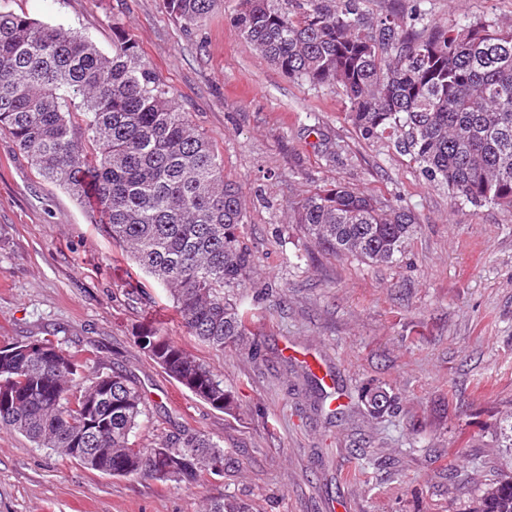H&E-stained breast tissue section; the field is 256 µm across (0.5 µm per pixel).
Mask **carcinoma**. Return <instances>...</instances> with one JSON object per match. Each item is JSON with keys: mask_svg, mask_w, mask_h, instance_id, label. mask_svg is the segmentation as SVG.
<instances>
[{"mask_svg": "<svg viewBox=\"0 0 512 512\" xmlns=\"http://www.w3.org/2000/svg\"><path fill=\"white\" fill-rule=\"evenodd\" d=\"M218 0H163L178 22L204 21ZM235 27L290 78L336 86L366 140L389 138L423 174L475 206L512 209V24L486 18L448 28L424 14L375 20L360 0H241ZM112 55L82 34L0 13V131L38 174L93 199L112 240L170 290L190 335L208 346L245 335L251 251L239 188L143 59L112 24ZM289 223L336 253L392 262L415 224L403 208L336 184L308 195ZM145 355L221 410L233 400L204 363L152 328L135 336ZM92 355L50 339L0 351V426L101 474H143L191 485L224 467V449L185 430L135 448L142 393L118 371L83 376ZM375 415L391 407L366 394ZM208 512H251L229 496ZM476 512H512V476L492 484Z\"/></svg>", "mask_w": 512, "mask_h": 512, "instance_id": "cac0c4a2", "label": "carcinoma"}]
</instances>
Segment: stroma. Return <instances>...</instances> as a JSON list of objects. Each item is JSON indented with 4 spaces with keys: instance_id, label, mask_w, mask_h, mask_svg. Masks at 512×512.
I'll use <instances>...</instances> for the list:
<instances>
[{
    "instance_id": "35a3bbf8",
    "label": "stroma",
    "mask_w": 512,
    "mask_h": 512,
    "mask_svg": "<svg viewBox=\"0 0 512 512\" xmlns=\"http://www.w3.org/2000/svg\"><path fill=\"white\" fill-rule=\"evenodd\" d=\"M240 0L184 29L163 0H0V12L80 32L104 54L112 25L139 43L224 176L246 201L253 263L241 303L251 332L217 350L189 335L169 291L112 241L90 202L38 176L0 132V343L50 338L126 372L146 402L133 441L186 429L232 467L177 486L112 477L0 427V512H475L512 473L497 445L512 418V211L451 198L386 139H363L336 87L285 76L239 34ZM370 17L426 13L455 26L512 22V0H361ZM340 183L410 209L401 255L375 265L289 223L297 202ZM153 327L203 361L236 406L224 412L167 376L135 342ZM334 387L312 388L309 363ZM395 399L373 416L363 390Z\"/></svg>"
}]
</instances>
